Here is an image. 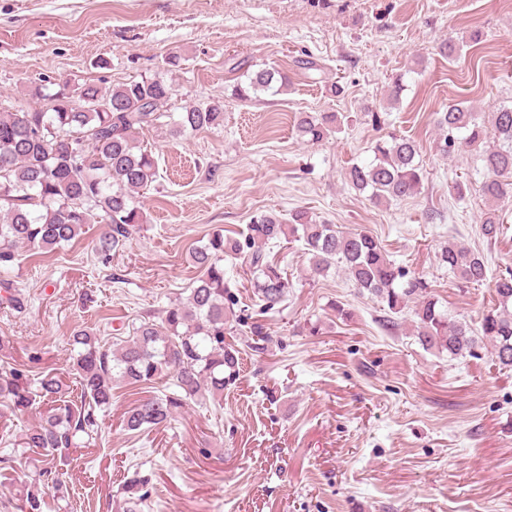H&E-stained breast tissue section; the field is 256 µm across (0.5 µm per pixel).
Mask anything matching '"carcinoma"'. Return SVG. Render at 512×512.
<instances>
[{
	"mask_svg": "<svg viewBox=\"0 0 512 512\" xmlns=\"http://www.w3.org/2000/svg\"><path fill=\"white\" fill-rule=\"evenodd\" d=\"M288 73L268 66L248 72L233 95L251 100L261 94L288 89ZM171 86L160 76L131 80L111 89L94 83L75 88L65 83L53 93H36L39 104L0 111V288L14 310L23 302L12 293L11 276L20 263L19 250L44 255L69 245L101 219L103 229L95 252L99 263L110 265L145 223L136 194L156 180L157 161L136 142L139 130L169 127L173 136L224 125L219 102L192 106L173 118L166 110ZM340 124L333 112H302L296 125L301 138L311 143L326 139ZM438 150L444 156L462 150L475 152L486 172L483 196L492 201L512 199V107L502 105L489 121L463 103L448 107L437 121ZM491 129H486V126ZM500 141L484 146L488 131ZM373 158L351 166L348 182L370 193L376 203L400 201L421 188L424 166L418 143L391 134L371 146ZM482 236L497 240L504 233L496 214L481 225ZM301 241L309 255V273L325 276L340 268L359 291L377 299L384 315L379 323L387 332L397 326L396 315L410 313L421 345L447 352L448 360L471 357L488 343L502 368L512 369V271L497 276L494 289L498 307L485 315L481 335L465 322L451 319L438 307L429 283L422 276L395 266L381 243L365 231H341L334 224L317 222L298 211L284 222L264 214L236 238L218 232L192 248L189 259L199 270L189 294L169 303L160 322L143 320L133 335L114 344L100 345L85 326L75 327L69 346L75 352L81 404L63 399V383L53 372L31 380L24 368L0 372V399L14 413L31 408L36 398L52 407L42 421L25 431L20 448L42 451L35 479L27 487L28 512L51 509L49 488L61 485L55 456L77 441L91 442L101 433L103 417L112 406L114 383L133 387L164 376L174 389L162 395L132 400L123 414L125 429L139 433L164 426L190 403L224 395V385L236 376L238 351L224 344V330L243 321L234 306L224 260L231 259L251 275V288L262 310L282 303L288 275L270 257L282 242ZM436 258L461 285L481 286L488 278V260L477 250L450 242ZM148 480L137 473L125 481L126 512H141L149 495Z\"/></svg>",
	"mask_w": 512,
	"mask_h": 512,
	"instance_id": "carcinoma-1",
	"label": "carcinoma"
}]
</instances>
